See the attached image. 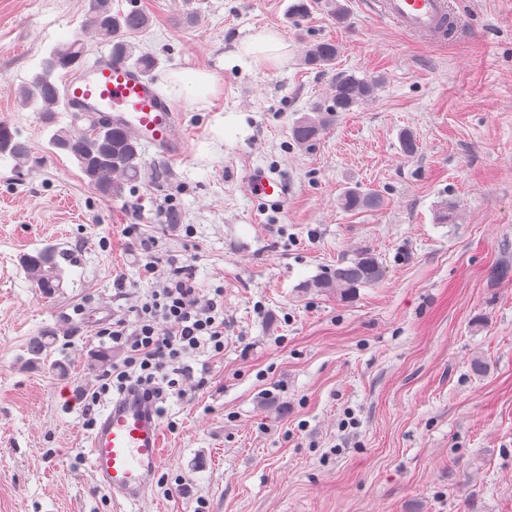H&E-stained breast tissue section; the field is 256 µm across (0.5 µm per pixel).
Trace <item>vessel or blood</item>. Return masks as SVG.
Here are the masks:
<instances>
[{
  "mask_svg": "<svg viewBox=\"0 0 512 512\" xmlns=\"http://www.w3.org/2000/svg\"><path fill=\"white\" fill-rule=\"evenodd\" d=\"M454 9L452 0H372L371 10L405 32L443 39L442 23ZM68 99L90 112L111 116L114 126L132 131L145 145L167 155L184 146L175 137L177 115L153 79L119 59L104 58L87 66L67 86ZM249 197L263 210L283 209L288 183L264 166L246 178ZM164 436L154 403L129 387L112 397L89 437L88 461L99 486L128 512L146 496L163 462Z\"/></svg>",
  "mask_w": 512,
  "mask_h": 512,
  "instance_id": "1",
  "label": "vessel or blood"
}]
</instances>
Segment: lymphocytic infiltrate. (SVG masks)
Segmentation results:
<instances>
[{
  "mask_svg": "<svg viewBox=\"0 0 512 512\" xmlns=\"http://www.w3.org/2000/svg\"><path fill=\"white\" fill-rule=\"evenodd\" d=\"M224 291L203 300L192 277L165 276L122 318L101 330V337L125 353L122 364L113 366L102 390L138 386L153 399L165 391L186 394L195 382L186 358L197 349L212 355L224 353Z\"/></svg>",
  "mask_w": 512,
  "mask_h": 512,
  "instance_id": "lymphocytic-infiltrate-1",
  "label": "lymphocytic infiltrate"
}]
</instances>
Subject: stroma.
Returning <instances> with one entry per match:
<instances>
[{
  "label": "stroma",
  "mask_w": 512,
  "mask_h": 512,
  "mask_svg": "<svg viewBox=\"0 0 512 512\" xmlns=\"http://www.w3.org/2000/svg\"><path fill=\"white\" fill-rule=\"evenodd\" d=\"M88 2L0 0V123L31 151L21 166L0 156V512H116L87 463L102 407L85 396L104 374L98 331L155 287L150 261L184 268L203 297L223 289L224 353L194 352L203 383L161 400L176 427L136 512H512V276L491 275L512 266V0H458L470 31L445 42L365 0H340L341 23L293 17V0H112L149 15L127 40L156 57L185 144L178 157L142 146L145 176L118 199L18 100ZM262 30L281 56L246 65ZM326 40L335 63L306 66ZM187 72L209 86L181 88ZM344 72L375 80L373 96L297 145L293 122ZM257 165L288 181L284 210L247 195ZM350 188L382 206L344 210ZM446 207L454 223H438ZM46 247L67 254L49 297L21 267ZM364 247L378 283L346 300L303 290ZM49 328L68 334L52 355L66 374L26 361Z\"/></svg>",
  "instance_id": "obj_1"
}]
</instances>
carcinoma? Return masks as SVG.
I'll use <instances>...</instances> for the list:
<instances>
[{"label":"carcinoma","mask_w":512,"mask_h":512,"mask_svg":"<svg viewBox=\"0 0 512 512\" xmlns=\"http://www.w3.org/2000/svg\"><path fill=\"white\" fill-rule=\"evenodd\" d=\"M148 24V15L138 9L114 14L111 0H89L88 18L82 33L52 49L41 72L20 87L21 103L25 106L41 104L39 111L47 124H57L56 107L62 104L70 109L72 104L61 93L53 74L58 70L76 73L81 69L89 37L111 43L113 55L132 59L138 70L150 73L156 66V59L143 52L135 54L124 40V36L138 32ZM337 52L335 43L318 42L306 50L304 62L310 67L324 69L334 63ZM375 87L376 82L353 73L336 77L331 86V104L316 107L299 117L291 129L294 141L301 146L312 145L334 121L336 113L351 111L369 99ZM70 118L67 125L57 128L52 134V147L74 157L88 183L100 193L111 197L123 196L125 187L138 182L143 175L138 137L111 126L102 116L74 111ZM81 121L86 125H79ZM5 154L20 163H26L30 158L28 145L20 141L9 126L0 124V155ZM340 204L348 211L374 209L380 205V199L372 193L350 189L344 191ZM64 256L66 253L50 247L24 255L22 267L28 280L41 293L51 296L62 288L63 269L59 259ZM382 276L383 268L377 257L368 249H360L352 257L338 261L329 271L307 281L305 287L343 298L360 287L377 283ZM58 342L59 336L55 332L44 331L29 340L26 352L31 355V361L43 363L48 361Z\"/></svg>","instance_id":"1"}]
</instances>
